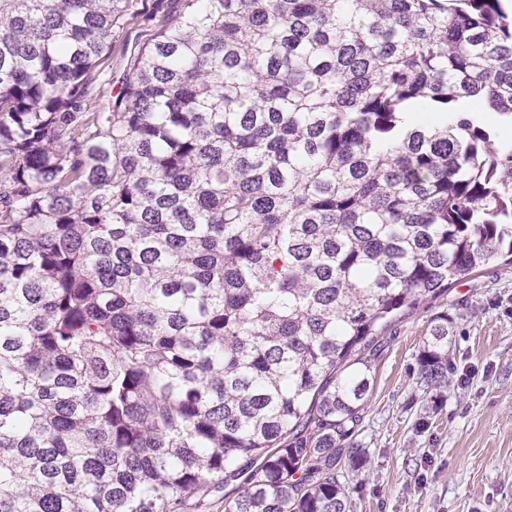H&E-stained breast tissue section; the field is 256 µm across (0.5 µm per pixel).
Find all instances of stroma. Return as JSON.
<instances>
[{"label":"stroma","mask_w":512,"mask_h":512,"mask_svg":"<svg viewBox=\"0 0 512 512\" xmlns=\"http://www.w3.org/2000/svg\"><path fill=\"white\" fill-rule=\"evenodd\" d=\"M452 320L445 388L419 355ZM353 439L368 462L345 477L350 512H512V266L479 270L383 336Z\"/></svg>","instance_id":"stroma-1"}]
</instances>
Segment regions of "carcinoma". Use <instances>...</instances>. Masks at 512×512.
Wrapping results in <instances>:
<instances>
[{"instance_id": "obj_1", "label": "carcinoma", "mask_w": 512, "mask_h": 512, "mask_svg": "<svg viewBox=\"0 0 512 512\" xmlns=\"http://www.w3.org/2000/svg\"><path fill=\"white\" fill-rule=\"evenodd\" d=\"M159 2L114 95L143 0H0V512H349L378 338L512 265V9ZM116 40V46L112 52V94H116L120 90L127 69V57L124 53L127 41L126 33L119 34Z\"/></svg>"}]
</instances>
